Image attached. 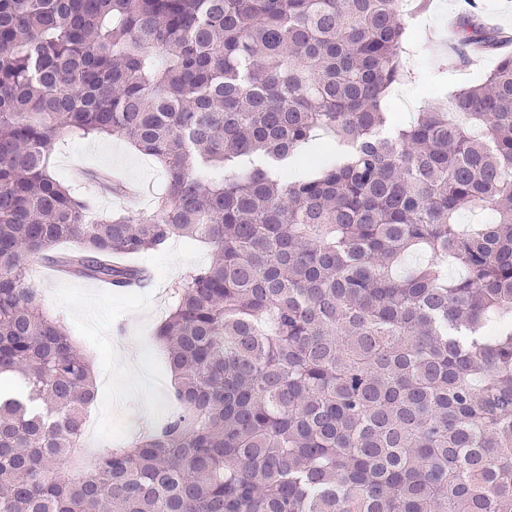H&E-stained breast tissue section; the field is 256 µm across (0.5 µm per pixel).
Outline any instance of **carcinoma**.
Instances as JSON below:
<instances>
[{
    "instance_id": "carcinoma-1",
    "label": "carcinoma",
    "mask_w": 512,
    "mask_h": 512,
    "mask_svg": "<svg viewBox=\"0 0 512 512\" xmlns=\"http://www.w3.org/2000/svg\"><path fill=\"white\" fill-rule=\"evenodd\" d=\"M407 40L403 0H0V512H512V56L399 125ZM110 136L150 210L50 174ZM174 238L179 409L62 479L98 389L29 260L119 286ZM51 171L58 179L82 184L87 192L96 196L97 208L101 212L116 211L123 204L120 197L104 192L101 185L89 179L90 173L118 174L129 185L153 184L159 187L163 181V171L155 160L135 151L126 141L112 137L73 139L55 145ZM83 172L84 176L79 179Z\"/></svg>"
}]
</instances>
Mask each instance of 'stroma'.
<instances>
[{"label": "stroma", "mask_w": 512, "mask_h": 512, "mask_svg": "<svg viewBox=\"0 0 512 512\" xmlns=\"http://www.w3.org/2000/svg\"><path fill=\"white\" fill-rule=\"evenodd\" d=\"M435 2L436 9L422 15L412 28L413 44L426 47L414 60L415 76L396 85L389 99L391 111L404 122L432 103L436 88L453 93L472 86L498 63L497 56L490 54L476 61L469 55L448 52L440 37L449 16L461 13L467 4L465 0ZM51 171L56 178L81 183L95 195L102 212L120 209L122 201L93 181V174L111 172L126 183L143 186L163 181V171L155 160L112 137L73 139L55 145ZM208 259L207 247H190L178 241L162 252L141 256L135 264L145 268L149 278L136 293L119 288L94 290L86 280L55 274L50 264H42L43 277L32 286L44 308L60 316L78 344L92 356L99 390V399L91 409L97 441L88 455H76L73 471L91 469L97 457L117 441L161 421L171 411L174 385L153 336L160 320L159 298L170 294L186 274Z\"/></svg>", "instance_id": "stroma-1"}]
</instances>
